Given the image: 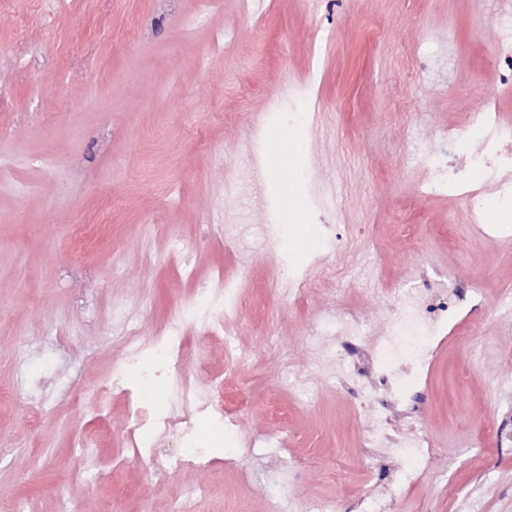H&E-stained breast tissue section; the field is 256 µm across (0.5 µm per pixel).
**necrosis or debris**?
Segmentation results:
<instances>
[{
    "instance_id": "4bbe7bcc",
    "label": "necrosis or debris",
    "mask_w": 512,
    "mask_h": 512,
    "mask_svg": "<svg viewBox=\"0 0 512 512\" xmlns=\"http://www.w3.org/2000/svg\"><path fill=\"white\" fill-rule=\"evenodd\" d=\"M442 136L455 142L477 140L480 151L470 161L456 162L450 171L432 173L428 189L468 200L465 221L481 236L490 240L512 237V122L491 108L471 114L463 127L443 131ZM469 164L487 173L491 194L471 189L463 174ZM391 297L401 313L416 318L430 340L460 316L459 309L448 303L426 304L415 287L393 290ZM242 308L236 278L220 272L208 288L184 304L175 319L152 335H141L132 319L124 320L120 361L104 384L126 401L123 434L130 458L154 462L164 472L176 465L204 466L208 445L207 433L200 431L204 425L208 433L228 438L241 451L252 448L251 439L242 431L240 412L225 409L222 399L199 389L190 368L194 352L187 336L191 327L212 336L233 335ZM159 375L166 383L167 406L163 409L139 396L141 387Z\"/></svg>"
}]
</instances>
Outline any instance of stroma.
Listing matches in <instances>:
<instances>
[{
	"label": "stroma",
	"instance_id": "1",
	"mask_svg": "<svg viewBox=\"0 0 512 512\" xmlns=\"http://www.w3.org/2000/svg\"><path fill=\"white\" fill-rule=\"evenodd\" d=\"M502 21L498 0H0V385L14 390L0 401V502L155 512L202 485L196 512H303L319 497L339 512H512V239L484 241L462 200L423 192L427 159L447 150L439 127L490 104L512 120ZM305 91L316 118L301 122ZM270 112L305 166L264 137L244 152ZM259 154L274 180L258 181ZM304 169L346 253L327 260L332 292L286 299L282 260L308 258L279 246L302 233L282 211L308 207ZM80 224L100 227L81 245ZM246 257L233 343L266 357L231 364L223 337L191 339L202 390L220 376L256 444L160 478L127 459L125 400L102 391L122 342L112 305L152 333ZM406 280L464 317L402 399L380 369L415 354L416 328L393 350L381 333ZM345 316L363 335H336ZM381 415L393 436L422 426L439 443L415 484L411 461L362 445Z\"/></svg>",
	"mask_w": 512,
	"mask_h": 512
}]
</instances>
